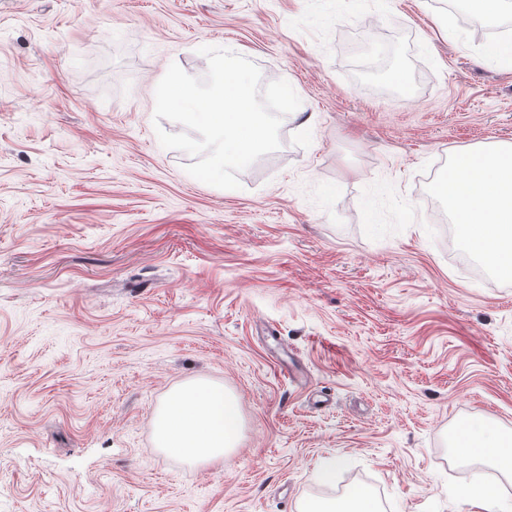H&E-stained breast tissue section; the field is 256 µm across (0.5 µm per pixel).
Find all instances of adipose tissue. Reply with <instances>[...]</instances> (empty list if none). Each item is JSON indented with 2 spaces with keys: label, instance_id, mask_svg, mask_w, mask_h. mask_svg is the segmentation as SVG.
Segmentation results:
<instances>
[{
  "label": "adipose tissue",
  "instance_id": "ef3b65f1",
  "mask_svg": "<svg viewBox=\"0 0 512 512\" xmlns=\"http://www.w3.org/2000/svg\"><path fill=\"white\" fill-rule=\"evenodd\" d=\"M471 252L495 270L512 274V146L457 159L436 186ZM241 415L223 384L196 379L177 388L154 419L158 448L192 465H220L235 448ZM468 454L490 458L512 473V441L493 435L478 419L463 430Z\"/></svg>",
  "mask_w": 512,
  "mask_h": 512
}]
</instances>
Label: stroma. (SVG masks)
<instances>
[{
    "label": "stroma",
    "instance_id": "35a3bbf8",
    "mask_svg": "<svg viewBox=\"0 0 512 512\" xmlns=\"http://www.w3.org/2000/svg\"><path fill=\"white\" fill-rule=\"evenodd\" d=\"M494 17L448 0H0V512H512L458 425L512 436V280L472 275L434 192L512 145ZM288 81L281 146L219 189L155 88L202 46ZM242 418L223 466L160 451L180 385ZM301 512H376L372 496L364 489H354L348 498L340 503L316 501L308 503Z\"/></svg>",
    "mask_w": 512,
    "mask_h": 512
}]
</instances>
